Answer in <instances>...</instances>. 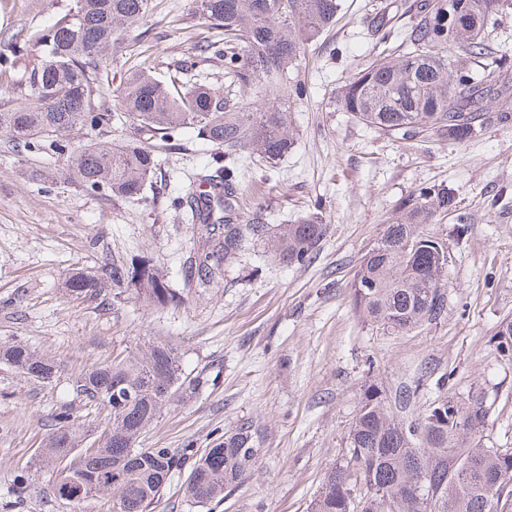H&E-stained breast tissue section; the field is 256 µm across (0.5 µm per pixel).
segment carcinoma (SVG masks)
<instances>
[{
  "label": "carcinoma",
  "instance_id": "obj_1",
  "mask_svg": "<svg viewBox=\"0 0 512 512\" xmlns=\"http://www.w3.org/2000/svg\"><path fill=\"white\" fill-rule=\"evenodd\" d=\"M69 12L43 30L42 56L30 68L21 101L0 104V135L18 151L50 147L67 155L65 180L91 192L108 190L124 200L147 201L145 189L157 167L152 140L167 141L195 129L224 147L230 165L200 176L206 193L176 197L186 206L201 245L188 268V281L202 288L217 283L224 263L246 243L267 239L273 259L302 266L314 256L326 227L311 214L294 224H233L237 194L233 162L255 152L277 164L295 147L288 102L262 106L238 91L288 93L291 72L306 48L336 24L344 0H195L199 13L221 30V38L172 63L169 80L138 70L112 91L117 109L99 100L110 88L109 56L130 27L148 17L153 0H73ZM441 0L416 6L405 39L391 42L379 21L378 53L342 85L337 101L359 123L395 140L424 139L432 132L469 140L490 120L487 102L497 100V119L512 116V89L500 82L501 59L484 40L495 23L500 0H466L465 12L448 20ZM466 58L481 69L476 78L458 66ZM222 66L236 91L221 93L206 82L178 84L180 77ZM134 120L129 133L112 137V126ZM95 133L83 142L75 135ZM453 198L423 188L402 204L364 255L354 275L353 300L362 316L388 333H407L447 315V270L433 261L448 252L446 240L424 225L448 212ZM224 215L215 216L216 210ZM131 287L153 303L181 299L155 269L108 261L96 272L79 271L66 281L77 300L95 301L112 291L122 301ZM496 349L512 355V322L493 336ZM0 362L41 384L54 381L53 362L22 341L0 346ZM116 384L131 398L112 401ZM207 379L183 373L181 352L171 343H152L97 366L72 381L73 394L106 411L99 441L76 450L79 425L71 408L55 414L57 428L41 449L42 461L57 468L54 495L69 503L109 496L121 512H150L186 463L183 483L188 512L224 499L255 469L261 449L251 425L241 424L211 446L140 448L146 429L178 391H201ZM417 390L405 386L387 396L375 383L363 391L350 425L346 452L327 471L311 512H512V448H487L477 441L487 409L478 399L467 405L434 400L411 414Z\"/></svg>",
  "mask_w": 512,
  "mask_h": 512
}]
</instances>
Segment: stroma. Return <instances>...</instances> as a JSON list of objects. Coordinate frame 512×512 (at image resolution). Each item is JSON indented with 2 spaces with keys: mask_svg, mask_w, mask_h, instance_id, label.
<instances>
[{
  "mask_svg": "<svg viewBox=\"0 0 512 512\" xmlns=\"http://www.w3.org/2000/svg\"><path fill=\"white\" fill-rule=\"evenodd\" d=\"M417 0H347L336 25L312 43L293 82L306 93L288 104L296 148L267 175L259 156L238 162L234 223L284 224L320 209L326 232L313 259L285 266L266 242L249 244L210 288L190 286L185 269L198 243L186 211L171 200L216 168L219 151L185 130L178 145L154 142L159 168L149 204L67 183L66 157L19 152L0 136V345L20 339L52 360V384L0 364V512H110L106 499L55 498V474L39 467L55 413L72 404L81 446L100 434L102 414L76 400L80 373L122 358L148 341L178 345L185 372L217 373L214 386L175 398L141 436L145 448L208 447L241 423L261 450L257 469L212 503V512H311L366 384L418 383V403L483 399V443L512 448V356L491 338L512 320V120H491L473 139L435 133L392 141L371 132L337 102L343 82L374 55L371 12L401 25L396 7ZM109 66L112 86L146 67L167 78L170 63L194 52L214 29L193 0H154ZM73 0H0V47L21 57L0 65V98L16 99L40 52L42 30ZM445 188L454 206L437 223L446 239L448 314L408 333L366 322L352 298L354 274L401 201ZM466 225L456 236V225ZM150 260L183 297L156 305L137 290L124 302H82L64 282L106 260ZM449 374L446 386L438 378ZM26 489L15 495L18 478Z\"/></svg>",
  "mask_w": 512,
  "mask_h": 512,
  "instance_id": "stroma-1",
  "label": "stroma"
}]
</instances>
